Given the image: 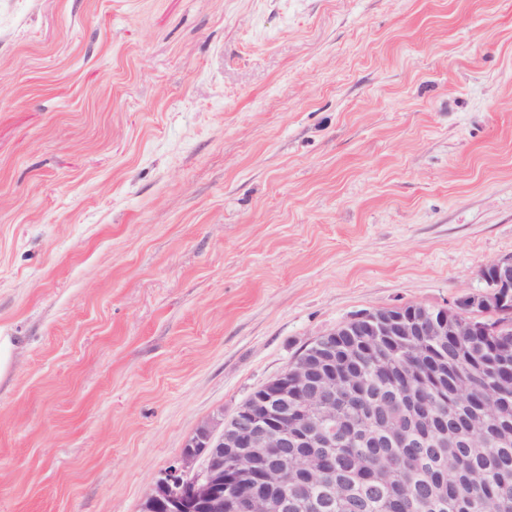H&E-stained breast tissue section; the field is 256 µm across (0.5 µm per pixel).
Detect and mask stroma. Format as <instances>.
I'll return each instance as SVG.
<instances>
[{
	"label": "stroma",
	"instance_id": "1",
	"mask_svg": "<svg viewBox=\"0 0 512 512\" xmlns=\"http://www.w3.org/2000/svg\"><path fill=\"white\" fill-rule=\"evenodd\" d=\"M512 255V0H0V512H140L365 311Z\"/></svg>",
	"mask_w": 512,
	"mask_h": 512
}]
</instances>
